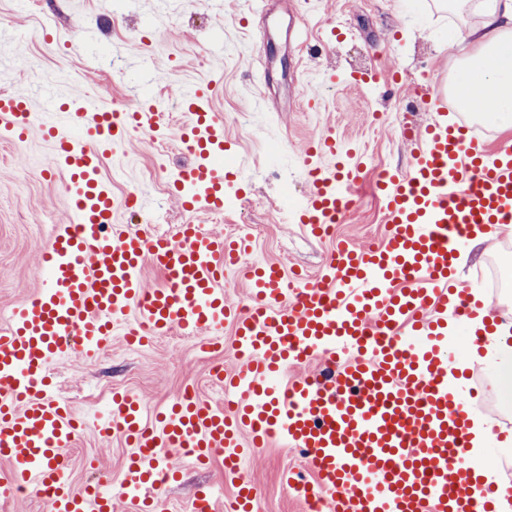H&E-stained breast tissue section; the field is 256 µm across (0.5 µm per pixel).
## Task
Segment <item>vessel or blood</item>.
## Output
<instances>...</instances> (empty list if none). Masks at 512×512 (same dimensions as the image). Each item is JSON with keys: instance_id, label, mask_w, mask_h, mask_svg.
Returning <instances> with one entry per match:
<instances>
[{"instance_id": "obj_1", "label": "vessel or blood", "mask_w": 512, "mask_h": 512, "mask_svg": "<svg viewBox=\"0 0 512 512\" xmlns=\"http://www.w3.org/2000/svg\"><path fill=\"white\" fill-rule=\"evenodd\" d=\"M172 91L186 117L180 144L193 158L174 175L175 194L185 210L222 211L224 116L209 87ZM436 112L425 132L406 133L410 170L377 186L382 242L337 244L310 281L276 264H242L248 240L202 224L181 225L172 239L119 226V214L146 202L113 195L103 160L125 156L132 131L158 132L157 106L108 110L92 99L1 92L0 129L19 142L39 134L64 169L69 220L43 252L38 296L0 331V503L32 491L48 512H112L117 497L153 512L159 489L182 475L177 449L197 467L221 457L236 488L232 512H253L256 487L240 463L277 439L308 464L284 473V484L323 512H492L503 489L482 485L467 453L468 408L448 383V324L473 314L468 289L450 276L465 241L512 224V141L485 149L467 125L449 123L446 97ZM342 155L328 128L301 149L310 192L289 209L319 238L355 205L363 163ZM147 262L162 275L158 287L143 282ZM230 272L246 285L248 307L227 302ZM228 325L238 362L214 373L223 406L178 397L150 421L137 399L113 393L98 429L133 449L120 487L111 491L103 475L75 488L64 451L83 420L53 395V364L72 350L101 354L118 331L144 346L178 330L217 351ZM310 361L322 363L318 374L282 381L288 366Z\"/></svg>"}]
</instances>
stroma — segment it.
Masks as SVG:
<instances>
[{"label":"stroma","mask_w":512,"mask_h":512,"mask_svg":"<svg viewBox=\"0 0 512 512\" xmlns=\"http://www.w3.org/2000/svg\"><path fill=\"white\" fill-rule=\"evenodd\" d=\"M292 17L301 22L300 36L288 30ZM474 21L435 0H268L262 14L252 0H0V91L66 99L88 94L110 108L136 105L148 90L166 100L172 81L220 77L213 106L224 115V138L241 164L237 180L245 189L232 209L186 212L170 195L174 172L191 161L177 140L184 115L171 107L158 136L135 133L123 161L104 159L102 175L116 196L136 191L147 199L148 209L132 219L145 232L172 237L179 225L207 224L217 235L248 239L244 262L275 263L315 277L337 242L366 247L380 241L384 214L374 197H365L334 237L324 239L284 223V195L300 198L309 190L298 145L328 124L337 139L355 143L364 155L362 180L380 169L407 170L413 146L402 130L430 124L429 98L447 90L449 70L473 51L448 43L446 33ZM74 26L86 31L78 47L67 44ZM259 61L265 79L258 89L267 109L252 112ZM331 72L339 80L321 111H306V93L316 88L319 74ZM374 72L379 83L354 84V77ZM51 164L42 140L18 144L0 132V328L41 287L42 253L67 219L68 200ZM504 253L511 257L505 271L512 280V232L505 229L470 246L461 275L499 320L512 316V284L498 290L487 277ZM232 339V328H225L224 351L216 355L176 332L141 349L116 335L98 359L74 353L55 363L57 396L87 419L67 451L75 487L94 479L91 458L113 483L121 481L131 449L121 436L105 440L97 432L113 392L135 395L151 414L187 386L222 405L224 394L210 371L219 361L234 364ZM466 374L478 391L473 412L512 435V407L491 393L493 371L477 363ZM305 467L297 449L279 442L252 452L243 472L257 488V512H307L282 482L284 470ZM202 486L215 490L217 506L230 503L234 487L224 478L221 458L205 468L184 466L181 481L159 492L158 512H193Z\"/></svg>","instance_id":"35a3bbf8"}]
</instances>
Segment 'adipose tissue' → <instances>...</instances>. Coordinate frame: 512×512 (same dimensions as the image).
<instances>
[{
    "label": "adipose tissue",
    "instance_id": "adipose-tissue-1",
    "mask_svg": "<svg viewBox=\"0 0 512 512\" xmlns=\"http://www.w3.org/2000/svg\"><path fill=\"white\" fill-rule=\"evenodd\" d=\"M474 11L479 21L461 31L460 41L475 48L457 76L456 90L461 102H468L471 88L478 87L490 99L483 110L485 123L498 130L512 129V0H458ZM494 365L493 393L512 404V325H497L486 334L480 347L453 361L456 369L473 362Z\"/></svg>",
    "mask_w": 512,
    "mask_h": 512
}]
</instances>
